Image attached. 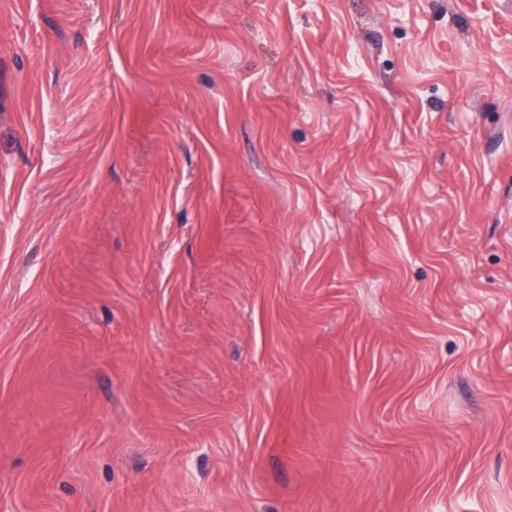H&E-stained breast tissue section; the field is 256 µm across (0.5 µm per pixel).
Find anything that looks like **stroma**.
<instances>
[{
    "instance_id": "stroma-1",
    "label": "stroma",
    "mask_w": 512,
    "mask_h": 512,
    "mask_svg": "<svg viewBox=\"0 0 512 512\" xmlns=\"http://www.w3.org/2000/svg\"><path fill=\"white\" fill-rule=\"evenodd\" d=\"M0 0V512H512V11Z\"/></svg>"
}]
</instances>
